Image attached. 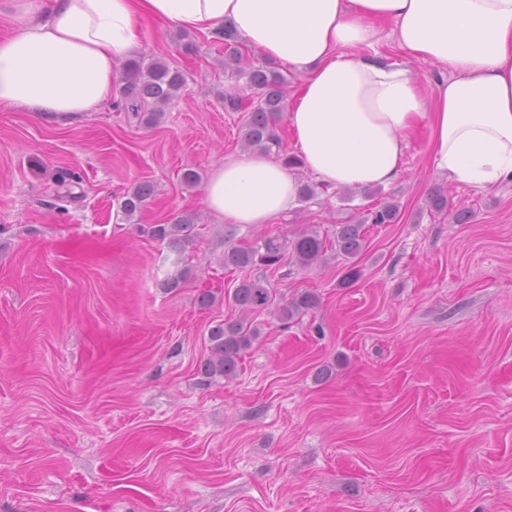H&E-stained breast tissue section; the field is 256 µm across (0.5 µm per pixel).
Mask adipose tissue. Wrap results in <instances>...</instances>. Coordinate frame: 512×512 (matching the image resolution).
<instances>
[{
  "label": "adipose tissue",
  "mask_w": 512,
  "mask_h": 512,
  "mask_svg": "<svg viewBox=\"0 0 512 512\" xmlns=\"http://www.w3.org/2000/svg\"><path fill=\"white\" fill-rule=\"evenodd\" d=\"M239 40L301 78L292 145L319 184L389 185L429 130L434 169L479 190L512 182V0H14L0 39V107L49 119L92 112L139 50L141 21ZM447 71L424 86L377 52L384 36ZM297 175L245 153L212 168L205 205L227 224H270L291 210Z\"/></svg>",
  "instance_id": "adipose-tissue-1"
}]
</instances>
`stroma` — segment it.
I'll list each match as a JSON object with an SVG mask.
<instances>
[{"mask_svg": "<svg viewBox=\"0 0 512 512\" xmlns=\"http://www.w3.org/2000/svg\"><path fill=\"white\" fill-rule=\"evenodd\" d=\"M142 33L138 57L185 76L157 125L117 92L56 122L0 110V512H512V183L448 181L423 131L391 185L224 223L182 181L245 151L224 42L153 19ZM142 182L145 209L116 221ZM384 201L398 221L367 225L349 285L333 257L222 263L269 234L333 236ZM185 213L192 245L140 230ZM246 277L320 304L250 315L237 376L205 378L208 330L239 318L227 293Z\"/></svg>", "mask_w": 512, "mask_h": 512, "instance_id": "35a3bbf8", "label": "stroma"}]
</instances>
